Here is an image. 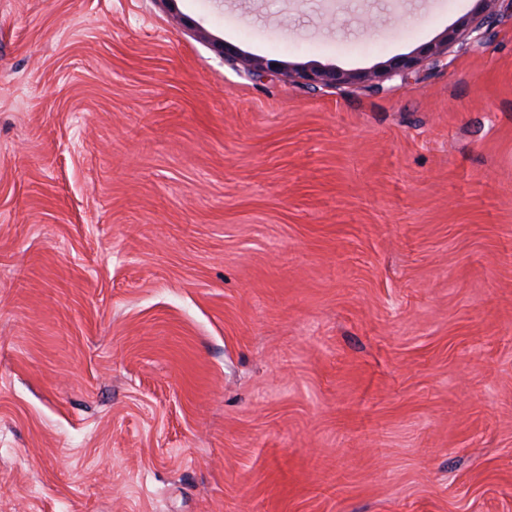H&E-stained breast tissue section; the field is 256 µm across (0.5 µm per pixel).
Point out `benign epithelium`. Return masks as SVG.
Here are the masks:
<instances>
[{"label": "benign epithelium", "mask_w": 512, "mask_h": 512, "mask_svg": "<svg viewBox=\"0 0 512 512\" xmlns=\"http://www.w3.org/2000/svg\"><path fill=\"white\" fill-rule=\"evenodd\" d=\"M483 7L468 23L462 25L440 40L428 43L417 52L396 57L389 61L383 69L349 73L335 68H324L304 65H285L282 71L285 77L307 89L317 91L332 88L340 84L359 81L369 84V89H381L385 80L399 79L404 81L429 58L439 59L448 55V48L459 41L480 42L491 35L498 20V8L503 0H480ZM224 58L232 63H240L243 68L252 73L274 68L276 61L252 56L241 55L229 46L221 45Z\"/></svg>", "instance_id": "obj_1"}]
</instances>
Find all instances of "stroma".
I'll use <instances>...</instances> for the list:
<instances>
[{
  "label": "stroma",
  "mask_w": 512,
  "mask_h": 512,
  "mask_svg": "<svg viewBox=\"0 0 512 512\" xmlns=\"http://www.w3.org/2000/svg\"><path fill=\"white\" fill-rule=\"evenodd\" d=\"M0 0V512H512V7ZM503 1L505 0H480L479 2L484 3L483 7L468 23L449 34L446 33L440 40L422 46L417 52L390 60L384 69L349 73L336 68L288 64L283 65L282 71L289 81L313 91L352 81L368 83L369 89L380 90L383 81H404L429 58L447 57L448 48L454 43L468 40L480 42L490 36L498 20V8ZM220 46L224 53V59H227L233 64L240 62L243 68L248 72L258 73L265 69H280L279 63L275 60H266L264 58L244 56L232 50L228 45L222 43ZM274 64H277V67H274Z\"/></svg>",
  "instance_id": "35a3bbf8"
}]
</instances>
